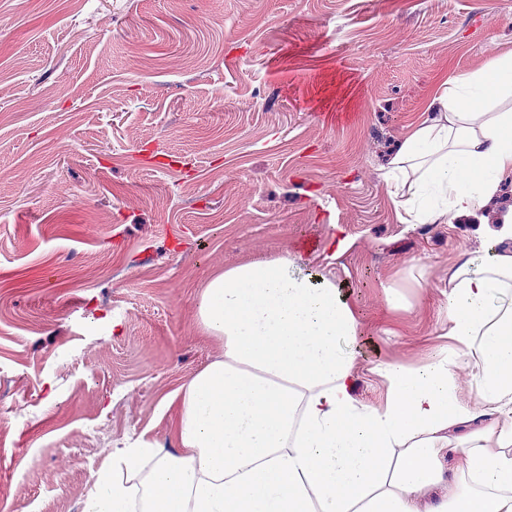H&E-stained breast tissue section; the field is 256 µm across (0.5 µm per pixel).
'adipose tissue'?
<instances>
[{
  "mask_svg": "<svg viewBox=\"0 0 512 512\" xmlns=\"http://www.w3.org/2000/svg\"><path fill=\"white\" fill-rule=\"evenodd\" d=\"M431 105L388 162L399 219L464 218L499 246L449 268V345L419 367L377 363L387 399L366 403L353 392L363 324L342 286L298 251L217 272L197 317L222 353L181 388L177 452L110 454L83 512H512V210L486 217L512 180V55Z\"/></svg>",
  "mask_w": 512,
  "mask_h": 512,
  "instance_id": "1",
  "label": "adipose tissue"
}]
</instances>
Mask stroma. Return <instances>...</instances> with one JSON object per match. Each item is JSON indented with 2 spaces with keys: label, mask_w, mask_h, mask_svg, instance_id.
<instances>
[{
  "label": "stroma",
  "mask_w": 512,
  "mask_h": 512,
  "mask_svg": "<svg viewBox=\"0 0 512 512\" xmlns=\"http://www.w3.org/2000/svg\"><path fill=\"white\" fill-rule=\"evenodd\" d=\"M73 2L0 0V512H82L110 453L175 450L163 403L220 353L199 291L252 259L346 286L383 403L375 364L430 359L484 248L401 223L387 163L442 82L512 54V0Z\"/></svg>",
  "instance_id": "1"
}]
</instances>
